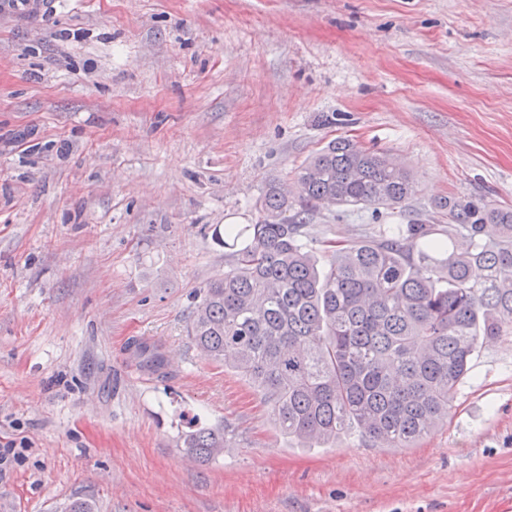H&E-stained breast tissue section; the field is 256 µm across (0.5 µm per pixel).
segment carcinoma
Segmentation results:
<instances>
[{"mask_svg": "<svg viewBox=\"0 0 512 512\" xmlns=\"http://www.w3.org/2000/svg\"><path fill=\"white\" fill-rule=\"evenodd\" d=\"M414 193L392 155L338 139L292 187L266 185L259 223L212 231L231 265L197 292L189 339L251 383L274 427L304 448L352 429L412 447L448 419L479 341L512 333V209L485 197L438 200L446 225L414 220L371 243L326 240L333 262L318 269L315 204L395 210ZM135 354L141 368L165 369L158 345L140 342ZM227 445L220 427L195 425L182 438L199 462Z\"/></svg>", "mask_w": 512, "mask_h": 512, "instance_id": "1", "label": "carcinoma"}]
</instances>
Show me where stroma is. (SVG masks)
<instances>
[{
	"label": "stroma",
	"mask_w": 512,
	"mask_h": 512,
	"mask_svg": "<svg viewBox=\"0 0 512 512\" xmlns=\"http://www.w3.org/2000/svg\"><path fill=\"white\" fill-rule=\"evenodd\" d=\"M398 157L403 211L322 205L327 239L512 209V0H37L0 8V512H512V335L480 341L448 419L410 448H304L187 336L230 256L330 141ZM136 340L159 345L141 372ZM222 456L185 455L190 424ZM225 428L195 425L183 434L182 450L199 462H208L224 453L228 446Z\"/></svg>",
	"instance_id": "1"
}]
</instances>
